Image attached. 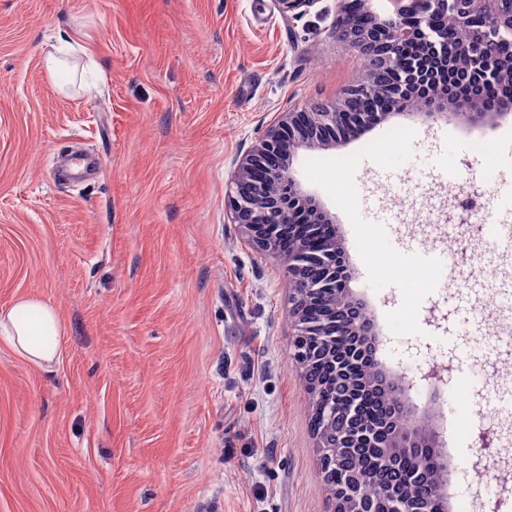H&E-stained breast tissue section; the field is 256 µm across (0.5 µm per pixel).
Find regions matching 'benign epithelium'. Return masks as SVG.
<instances>
[{"label":"benign epithelium","mask_w":512,"mask_h":512,"mask_svg":"<svg viewBox=\"0 0 512 512\" xmlns=\"http://www.w3.org/2000/svg\"><path fill=\"white\" fill-rule=\"evenodd\" d=\"M274 3L281 14L289 17L305 14L315 0H274ZM393 4L395 9L384 16L367 9V22L361 24L353 17L350 0H338V18L330 35L371 61L372 67L366 79L345 89L341 100L335 104H319L285 114L267 131L234 176L232 207L235 223L239 224L251 245L286 261L285 274L291 290L292 318L296 327L294 359L301 367L307 363L310 338L326 335V324L334 325L333 336L362 342L376 341L374 326L363 303L346 288L348 275L336 225L294 180L290 168L284 164L268 169L267 179L287 182L286 195L279 199L271 194L266 207L255 208L251 199L253 195L263 193L264 185L253 182L254 171L273 157L295 153L304 144L334 143L357 136L382 122L387 116L385 112L361 117L351 125L342 122L343 117L365 96L388 98L391 109L401 108L400 97L391 95L392 87L386 76L397 66L400 49L407 44H419L446 58L471 52L489 58L500 70L512 72V0H498L496 12L489 17L485 15L483 0H393ZM442 14L450 19L447 29L434 22L435 17ZM299 222L323 225L326 247L313 251L304 244H296L289 250H282V235ZM315 261L322 264L327 279L308 276ZM335 284L340 287L348 305L339 310V314L326 317L325 324L309 321L304 310V297L326 291ZM369 368L375 372V377L359 380L360 386L368 388L374 382L380 383L384 390L401 398L397 402V416L407 418L406 397L408 391L415 387L414 379L405 372L391 379L375 360ZM450 371L451 364L435 363L421 373L420 379L437 387L447 386L451 381ZM309 391L313 396L314 409L325 427H332L338 411L336 401L323 389L311 387ZM386 437L389 451L382 454L385 465L394 461V453L390 449L413 447L406 432L396 429L392 423L387 426ZM370 442L369 434L348 429L335 434L333 447L357 453L369 447ZM332 493L336 499V512H414L411 500L406 497L393 496L386 491L375 499L365 497L354 475L348 472L336 471Z\"/></svg>","instance_id":"obj_1"}]
</instances>
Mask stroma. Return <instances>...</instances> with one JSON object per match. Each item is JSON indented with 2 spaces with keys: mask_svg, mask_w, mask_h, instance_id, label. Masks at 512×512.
<instances>
[{
  "mask_svg": "<svg viewBox=\"0 0 512 512\" xmlns=\"http://www.w3.org/2000/svg\"><path fill=\"white\" fill-rule=\"evenodd\" d=\"M336 0L305 15L272 0H0V311L53 304L60 357L0 341V512H334L293 358L280 258L234 224L235 170L286 112L331 102L364 65L329 36ZM92 45L50 77L59 39ZM96 154L95 179L52 178ZM291 173L334 222L349 287L390 373L452 353L447 395L419 382L451 470L448 512L477 505L479 432L466 404L512 417V382L485 392L482 357L512 355V115L406 110L365 135L300 149ZM494 195L468 277L448 262L449 183ZM380 255L385 267L370 260ZM447 310L446 327L426 321Z\"/></svg>",
  "mask_w": 512,
  "mask_h": 512,
  "instance_id": "35a3bbf8",
  "label": "stroma"
}]
</instances>
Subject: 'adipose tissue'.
Wrapping results in <instances>:
<instances>
[{"label": "adipose tissue", "mask_w": 512, "mask_h": 512, "mask_svg": "<svg viewBox=\"0 0 512 512\" xmlns=\"http://www.w3.org/2000/svg\"><path fill=\"white\" fill-rule=\"evenodd\" d=\"M64 325L52 304L35 297L19 298L0 313V339L29 362L48 365L60 356Z\"/></svg>", "instance_id": "adipose-tissue-1"}]
</instances>
